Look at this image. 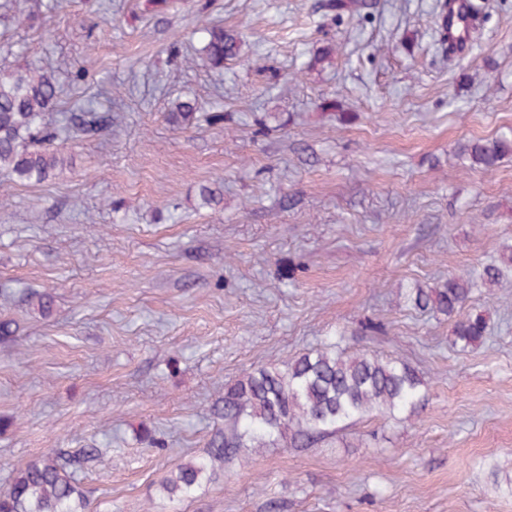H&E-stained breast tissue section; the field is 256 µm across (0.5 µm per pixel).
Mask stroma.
Returning <instances> with one entry per match:
<instances>
[{"label":"stroma","mask_w":512,"mask_h":512,"mask_svg":"<svg viewBox=\"0 0 512 512\" xmlns=\"http://www.w3.org/2000/svg\"><path fill=\"white\" fill-rule=\"evenodd\" d=\"M204 1L244 39L220 71L185 64ZM45 2L20 0V26L0 16V74L52 65L65 108L96 97L112 127L61 135L59 178L0 173V319L17 326L0 341V492L32 460L95 448L75 473L88 512H512L491 477L512 475V298L472 296L490 322L465 350L407 299L512 244V153L490 171L457 155L512 138V0H475L461 56L440 0ZM327 44L333 66L309 68ZM187 98L223 124L173 128ZM219 181L223 202L199 207ZM32 291L53 293L50 316ZM336 339L425 372V401L242 449L190 499L163 494L206 455L225 386Z\"/></svg>","instance_id":"stroma-1"}]
</instances>
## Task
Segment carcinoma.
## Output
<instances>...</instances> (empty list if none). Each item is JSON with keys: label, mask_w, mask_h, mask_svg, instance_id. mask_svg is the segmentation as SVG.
Segmentation results:
<instances>
[{"label": "carcinoma", "mask_w": 512, "mask_h": 512, "mask_svg": "<svg viewBox=\"0 0 512 512\" xmlns=\"http://www.w3.org/2000/svg\"><path fill=\"white\" fill-rule=\"evenodd\" d=\"M205 44L198 60L222 70L238 56L242 40L221 24L205 23ZM60 87L55 71L32 63L0 76V171L14 183H43L55 178L68 160L54 147L63 132L90 133L112 127V113L89 102L81 112H63L59 123L45 122L58 108ZM196 103L176 100L167 114L173 126L187 129L199 122ZM512 152V139L479 140L460 147L461 155L485 170ZM499 260L450 276L435 288H414L412 306L453 321V344L461 349L480 344L487 329L483 313L465 314L472 295L493 291L512 268V246ZM428 390L425 375L410 363L368 352L348 353L330 342L288 362L283 368L260 367L224 390L217 408L224 429L209 443L208 456L179 465L161 483L168 497L189 498L212 478L214 464L237 456L243 448L284 447L313 443L347 422L373 413L395 418L412 413ZM94 449L76 458L44 455L19 469L9 491L0 496V512H84L86 496L71 468L91 458Z\"/></svg>", "instance_id": "carcinoma-1"}]
</instances>
